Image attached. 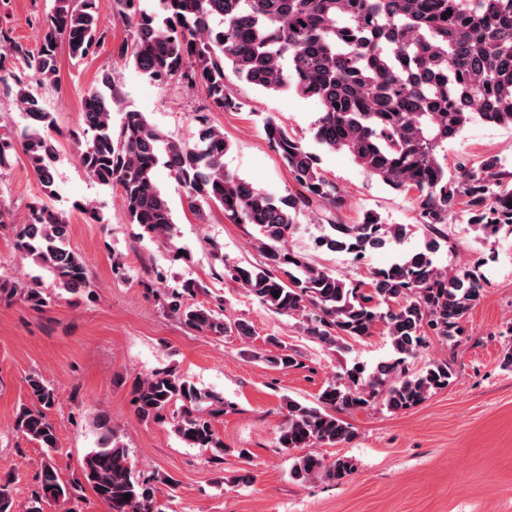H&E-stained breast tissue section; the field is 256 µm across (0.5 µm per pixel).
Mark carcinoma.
Listing matches in <instances>:
<instances>
[{"mask_svg":"<svg viewBox=\"0 0 512 512\" xmlns=\"http://www.w3.org/2000/svg\"><path fill=\"white\" fill-rule=\"evenodd\" d=\"M113 6V17L128 31L116 56L149 80L200 87L212 106L233 109L239 103L228 89L229 67L249 85L314 99L320 107L314 141L327 151L347 153L394 191L416 194L419 222L433 233L441 234L461 213L486 240L505 227L512 234L508 162L497 154L460 161L450 175L446 154L448 142L471 124L512 127V0H155L152 8L143 0H113ZM104 28L97 0H53L41 21L37 51L0 31V88L13 95L27 120L22 129L0 134V170L10 167L11 150L21 148L48 198L57 195L54 135L59 129L42 105L40 90L57 81L61 44L82 60L100 44ZM18 56L29 71L26 78L11 67ZM115 112L122 114L117 129ZM81 117V166L98 184L121 190L128 221L142 233L165 236L174 224L169 200L155 181L162 164L199 220L217 207L233 222L255 228L266 266H236L230 274L262 305L286 315L311 310L306 331L328 348L370 335L379 322L385 326L391 358L371 369L358 364L347 369L343 381L324 389L318 407L284 399L279 448L345 442L351 427L334 410L350 412L381 396L388 409L400 411L448 386V365L413 372L408 359L429 334L450 340L463 335L469 312L484 297L483 277L444 273L435 259L440 243L434 238L372 270L367 282L342 278L291 250L287 243L299 228L297 215L316 205L324 210L318 247L355 259L401 244L406 227L384 224L371 213L359 224L339 223L336 212L345 207V198L336 183L319 167L317 154L274 118L263 120V130L297 187L282 198L224 168L229 145L224 130L207 115H196L191 138L174 140L145 113L130 108L114 75L104 74L88 91ZM68 227L66 213L45 202L32 205L15 225V246L49 274L60 294L91 300L95 285L86 261L67 246ZM200 291L192 281L170 289L169 312L203 334L252 335L246 322H226L220 303L185 302ZM2 292L35 310L51 300L37 282L19 288L1 280ZM265 361L278 370L301 365L296 351L285 345ZM26 384L28 403L16 416V428L46 455L26 512H42L49 503L73 512L68 504L87 486L109 512H164L152 479L135 476L128 448L104 412L92 420L95 447L81 461V478L63 481L58 434L47 416L54 390L38 374L29 375ZM133 402L144 422H164L166 411L178 406L172 428L186 446L226 451L214 428L224 400L175 371L138 380ZM353 470L347 457L328 463L307 453L295 458L290 475L301 482L341 480Z\"/></svg>","mask_w":512,"mask_h":512,"instance_id":"obj_1","label":"carcinoma"}]
</instances>
